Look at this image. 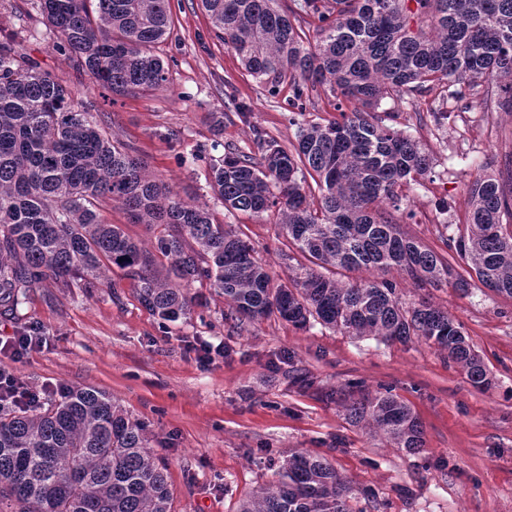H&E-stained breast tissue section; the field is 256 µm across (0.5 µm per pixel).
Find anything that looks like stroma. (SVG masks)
Instances as JSON below:
<instances>
[{"label":"stroma","mask_w":512,"mask_h":512,"mask_svg":"<svg viewBox=\"0 0 512 512\" xmlns=\"http://www.w3.org/2000/svg\"><path fill=\"white\" fill-rule=\"evenodd\" d=\"M39 0H0V40L69 87L87 111L107 121L113 139L130 145L149 173L181 195L208 204L254 246L272 275L287 278L303 263L288 249L275 216L228 213L209 186L199 154L218 158L226 148L249 150L255 131L292 149L288 89L270 95L224 46L199 0H170L172 26L156 54L172 59L166 89L113 98L53 47ZM243 100L241 123L229 104ZM435 93L386 101L396 127L432 158L430 172L399 194L407 216L401 233L449 260L460 275L466 263L448 247L465 223L468 192L483 174L498 175L512 158V112L474 97L469 109L437 125ZM224 115L221 148L207 121ZM181 132L179 142L167 130ZM402 303L421 299L448 311L463 327L492 379L475 388L445 354L421 342L355 338L313 323L295 327L277 318L233 326L222 295L205 300L189 318L161 326L136 297L130 280L113 270L92 289H33L18 313L0 314V336L29 326L45 341L23 358L0 352V368L35 388L93 387L145 422L150 447L168 468L174 512H236L239 500L272 482L288 456L306 451L325 458L351 487L353 512H512V298L472 281L468 292L414 284L397 270ZM223 344L210 362L193 346ZM391 388L419 419L426 456L394 448L382 435L347 420L344 400Z\"/></svg>","instance_id":"stroma-1"}]
</instances>
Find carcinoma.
Wrapping results in <instances>:
<instances>
[{"label":"carcinoma","mask_w":512,"mask_h":512,"mask_svg":"<svg viewBox=\"0 0 512 512\" xmlns=\"http://www.w3.org/2000/svg\"><path fill=\"white\" fill-rule=\"evenodd\" d=\"M214 30L245 70L302 115L328 86L339 118L298 126L288 151L260 132L259 156L239 149L209 162L224 208L280 215L289 243L310 262L287 281L253 246L215 222L205 205L155 180L143 159L78 109L72 92L0 41V310L14 312L51 281L94 288L123 271L160 323L191 314L188 288L207 282L224 295L234 325L272 315L315 321L350 336L414 339L436 347L477 388L488 370L448 312L426 300L406 307L396 283L340 271L397 269L436 288L470 283L450 263L403 236L397 189L425 176L432 159L386 124V99L441 89L466 101L483 89L512 112V0H200ZM56 51L91 79L128 96L162 89L169 64L153 52L171 26L170 0H40ZM312 19L313 37L291 16ZM356 107L346 110L344 104ZM315 184L318 205L306 188ZM120 203L153 233L152 248L104 221L99 202ZM512 177L482 175L469 189L467 224L449 247L491 290L512 298ZM169 262L161 276L158 258ZM346 416L408 454L426 452L421 424L389 388L344 404ZM351 488L323 457L291 454L276 482L258 487L237 512H352ZM166 466L149 449L147 426L105 393L75 388L48 406L0 408V512H171Z\"/></svg>","instance_id":"cac0c4a2"}]
</instances>
